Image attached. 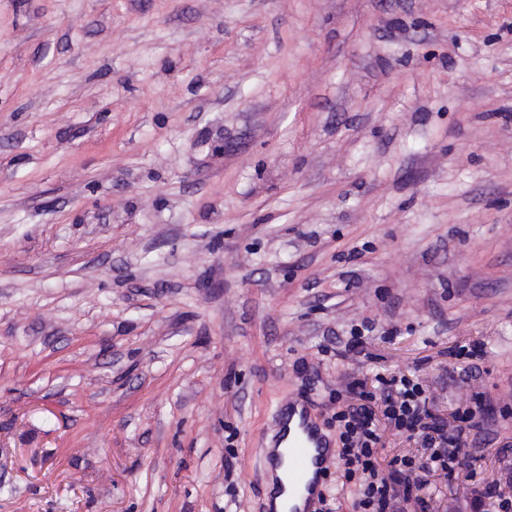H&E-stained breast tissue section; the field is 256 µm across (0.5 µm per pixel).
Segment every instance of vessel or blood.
<instances>
[{
    "label": "vessel or blood",
    "mask_w": 512,
    "mask_h": 512,
    "mask_svg": "<svg viewBox=\"0 0 512 512\" xmlns=\"http://www.w3.org/2000/svg\"><path fill=\"white\" fill-rule=\"evenodd\" d=\"M280 433L289 434L288 487L291 498L313 504L319 494L322 474L331 458L330 442L309 415L307 407L288 403L280 415Z\"/></svg>",
    "instance_id": "1"
}]
</instances>
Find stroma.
Here are the masks:
<instances>
[{
    "label": "stroma",
    "mask_w": 512,
    "mask_h": 512,
    "mask_svg": "<svg viewBox=\"0 0 512 512\" xmlns=\"http://www.w3.org/2000/svg\"><path fill=\"white\" fill-rule=\"evenodd\" d=\"M411 371L494 411L428 491L472 512L512 479V0H0V512H269L278 405L332 437L337 384Z\"/></svg>",
    "instance_id": "35a3bbf8"
}]
</instances>
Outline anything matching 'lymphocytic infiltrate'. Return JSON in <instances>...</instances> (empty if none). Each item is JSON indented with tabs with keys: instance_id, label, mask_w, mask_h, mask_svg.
Here are the masks:
<instances>
[{
	"instance_id": "f902f5d3",
	"label": "lymphocytic infiltrate",
	"mask_w": 512,
	"mask_h": 512,
	"mask_svg": "<svg viewBox=\"0 0 512 512\" xmlns=\"http://www.w3.org/2000/svg\"><path fill=\"white\" fill-rule=\"evenodd\" d=\"M377 387L350 378L333 398L338 460L344 481L357 488L356 512H405L407 503L427 507L422 491L436 477L454 479L459 454L480 429L483 403L458 408L450 418L435 414L420 378L412 373L378 377ZM420 439L426 456L382 458L386 430Z\"/></svg>"
}]
</instances>
